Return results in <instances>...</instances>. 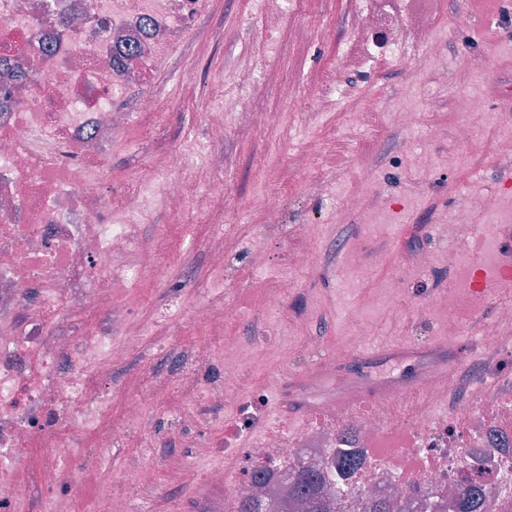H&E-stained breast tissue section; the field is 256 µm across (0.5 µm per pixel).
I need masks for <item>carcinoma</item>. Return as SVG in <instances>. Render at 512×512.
Instances as JSON below:
<instances>
[{"label": "carcinoma", "instance_id": "cac0c4a2", "mask_svg": "<svg viewBox=\"0 0 512 512\" xmlns=\"http://www.w3.org/2000/svg\"><path fill=\"white\" fill-rule=\"evenodd\" d=\"M364 462L363 449L340 448L333 452L328 464L307 465L301 461L282 475L268 466H256L250 471V479L260 487H270L284 479L288 483V494L298 501L303 512H332L336 494L344 492V487ZM486 492L485 486H467L455 507L460 512H480ZM235 512H288V499L271 501L255 494L240 493L236 496Z\"/></svg>", "mask_w": 512, "mask_h": 512}]
</instances>
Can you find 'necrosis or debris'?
Segmentation results:
<instances>
[{"instance_id":"necrosis-or-debris-1","label":"necrosis or debris","mask_w":512,"mask_h":512,"mask_svg":"<svg viewBox=\"0 0 512 512\" xmlns=\"http://www.w3.org/2000/svg\"><path fill=\"white\" fill-rule=\"evenodd\" d=\"M210 0H0V512H17L34 474L27 451H49L41 488L57 512L55 484H78L83 464L69 440L105 431L111 394L97 386L112 371V291L132 287L142 266L113 270L134 251L157 210L180 212V172L190 151L158 148L120 196L110 185L112 134L131 112L159 110L156 66ZM138 53L117 63L116 51ZM91 315L93 329L64 334L69 318ZM491 365L478 381L449 369L416 396L340 415L314 412L309 425L270 421L266 398L213 385L231 409L224 450L252 462H326L331 449L362 448L367 461L336 512H371L381 495L401 512H427L466 484L490 489L484 512H512V341L499 324L478 329Z\"/></svg>"}]
</instances>
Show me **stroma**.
I'll return each mask as SVG.
<instances>
[{
    "instance_id": "1",
    "label": "stroma",
    "mask_w": 512,
    "mask_h": 512,
    "mask_svg": "<svg viewBox=\"0 0 512 512\" xmlns=\"http://www.w3.org/2000/svg\"><path fill=\"white\" fill-rule=\"evenodd\" d=\"M155 72L162 112L112 140V193L120 195L159 147L206 145L218 100L246 99L224 115L222 165L183 171L184 209L157 212L138 250L145 274L113 293L112 339L123 357L102 381L123 446L88 465L75 512H225L223 403L191 407L180 429L170 406L184 377L197 391L232 367L246 388L277 392L324 348L369 336L368 351L447 338L448 318L476 339L501 321L500 296L456 301L482 237L512 236V28L482 20L470 0H290L268 26L258 0H218ZM383 57L384 69L372 61ZM470 124L469 140L458 137ZM491 195L494 213L467 208ZM224 250L216 275L208 254ZM429 256L426 267L412 251ZM314 252L315 262L304 260ZM286 281L281 311L266 298ZM412 305L394 310L396 298ZM223 321H203L209 305ZM266 346L253 360L193 359L204 339ZM157 387L142 425L152 450L128 436L124 405Z\"/></svg>"
}]
</instances>
